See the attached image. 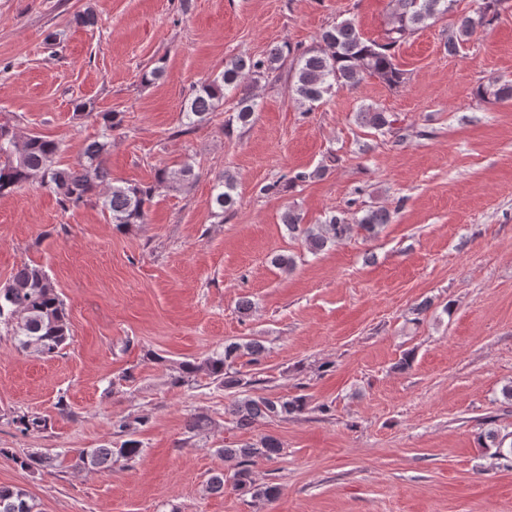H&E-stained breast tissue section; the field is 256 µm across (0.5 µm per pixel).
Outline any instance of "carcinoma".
Returning a JSON list of instances; mask_svg holds the SVG:
<instances>
[{
	"label": "carcinoma",
	"mask_w": 512,
	"mask_h": 512,
	"mask_svg": "<svg viewBox=\"0 0 512 512\" xmlns=\"http://www.w3.org/2000/svg\"><path fill=\"white\" fill-rule=\"evenodd\" d=\"M393 24L386 32V41L378 43L363 37L355 22L344 19L326 29L317 44L294 55L291 63L292 92L296 99L314 108L324 95L338 86L352 89L367 77L379 79L389 87L406 83V72L395 61L394 48L406 36L422 30L436 21L454 13L457 0H394ZM501 0H481L474 14L464 16L448 27V53L456 54L470 40L477 28L490 24L498 17ZM283 60V49L276 47L266 59H254L237 55L224 62V69L193 88L182 109V120L186 129L207 120L224 96L240 94L237 122L247 125L256 110L254 99L242 89V78L246 74L263 75L277 70ZM480 104H503L512 101V82L491 81L481 84L474 93ZM101 133L98 139L89 142L83 150V158L72 168L56 165L59 142L41 134H30L18 140L17 134L7 124H0V195L15 192L26 183L37 180L50 189L64 209L86 204L92 197L102 199V206L112 214V223L122 229L132 224L145 223L147 209L156 193L174 185L184 183L193 176L192 166L183 165L178 170L159 168L151 185L132 183L116 184L107 165V155L112 146V132L121 127L123 118L119 112H100ZM356 121L363 127L378 131L391 130L392 115L383 110L367 107L356 113ZM235 181L233 176H222L214 187L211 204L214 215L224 217L233 209ZM392 213L377 207L364 211L350 224L343 214L333 213L319 224H305L300 213L288 209L282 216V224L288 236L302 241L306 251L317 255L347 238L354 228L366 236H377L385 225L391 223ZM0 323L10 327L16 346L22 351H32L43 357H54L68 345L70 319L66 305L54 280L40 265H23L16 269L10 280L0 287ZM265 346L256 339L228 342L224 349L216 351L202 361H183L171 375L175 387L188 386L203 372L227 391L235 393L252 384L239 367L241 359L259 361ZM307 400L302 395L249 396L235 398L228 413L236 425L247 428L267 419H286L303 414ZM17 429L24 435L38 433L47 427V419L22 412L13 419ZM147 423L144 417L126 418L113 423L118 432L127 436L119 446L88 448L78 452L77 463L87 469H110L117 461L131 464L142 452L141 441L134 438L137 427ZM479 445L494 449L499 457L512 458V433L500 434L489 428L480 432ZM283 450L281 441L273 435H264L255 442L238 444L221 449L226 461L236 462L230 474L218 469L211 473L204 485V493H224V486L238 491H249L254 487L252 466L258 460H272ZM24 469L43 470L53 467L54 458L42 452H30L16 458ZM0 512H34L27 493L17 487L0 486Z\"/></svg>",
	"instance_id": "1"
}]
</instances>
